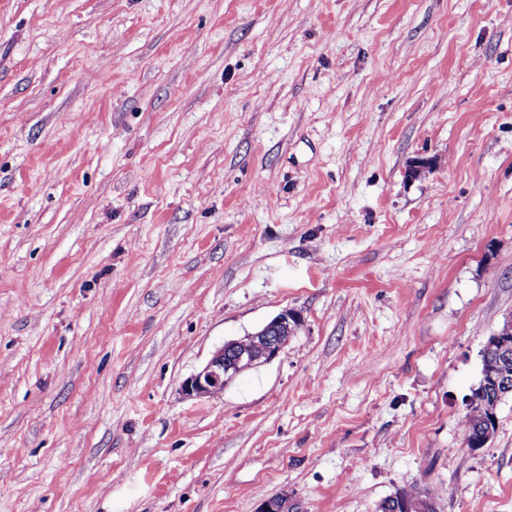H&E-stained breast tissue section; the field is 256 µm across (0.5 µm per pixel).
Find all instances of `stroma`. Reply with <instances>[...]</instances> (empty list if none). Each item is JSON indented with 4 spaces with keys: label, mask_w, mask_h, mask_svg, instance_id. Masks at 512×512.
<instances>
[{
    "label": "stroma",
    "mask_w": 512,
    "mask_h": 512,
    "mask_svg": "<svg viewBox=\"0 0 512 512\" xmlns=\"http://www.w3.org/2000/svg\"><path fill=\"white\" fill-rule=\"evenodd\" d=\"M509 322L512 0H0V512H512ZM299 321L295 313L285 311L254 333L248 343L224 344L200 371L182 381V392L189 397L223 392L228 383L261 359H274ZM510 333H512V323L503 328L500 333L490 336L485 344L484 353L486 357L492 353L495 355L496 360L494 359L493 362L489 364L488 371L484 374L488 382L496 386L499 385L502 378L507 376L505 370L512 362V341L500 337L507 336ZM472 394L473 399L468 416V431L474 426L485 422L487 423V421L492 422V418L496 416L500 402L506 396L512 395V392L504 393L501 391L500 394H498L496 390L489 389V387L485 385V377L482 374L480 382L473 390ZM386 503H393L394 507L399 506L397 511L393 507L384 508ZM409 505L410 510H405L403 506ZM435 512L434 503L430 498L418 499L407 495L404 492H397L394 496L387 498L381 504V512Z\"/></svg>",
    "instance_id": "stroma-1"
}]
</instances>
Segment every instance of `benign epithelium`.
<instances>
[{
	"mask_svg": "<svg viewBox=\"0 0 512 512\" xmlns=\"http://www.w3.org/2000/svg\"><path fill=\"white\" fill-rule=\"evenodd\" d=\"M297 321L299 317L295 313L285 311L254 333L249 342L224 344L200 371L182 381V392L193 397L224 391L228 383L260 360L274 359L295 330ZM510 333L512 327L507 326L500 333L489 337L485 344L484 353L495 355L485 376L488 382L495 385L506 377V369L512 365V341L506 339Z\"/></svg>",
	"mask_w": 512,
	"mask_h": 512,
	"instance_id": "7a95c632",
	"label": "benign epithelium"
}]
</instances>
